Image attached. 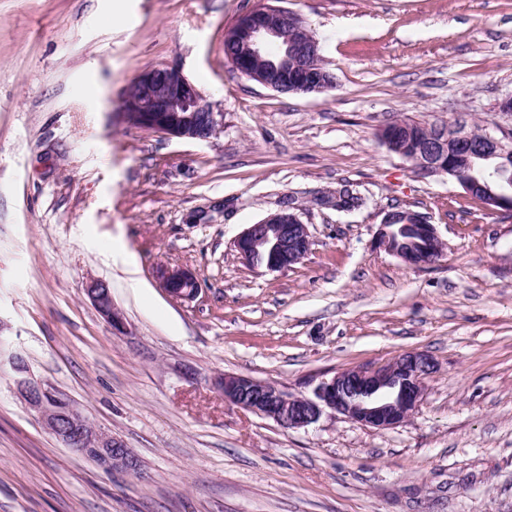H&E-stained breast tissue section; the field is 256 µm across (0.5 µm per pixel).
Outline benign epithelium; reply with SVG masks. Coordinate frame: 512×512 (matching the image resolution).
Instances as JSON below:
<instances>
[{
  "label": "benign epithelium",
  "instance_id": "7a95c632",
  "mask_svg": "<svg viewBox=\"0 0 512 512\" xmlns=\"http://www.w3.org/2000/svg\"><path fill=\"white\" fill-rule=\"evenodd\" d=\"M303 28L295 12L267 5L240 15L225 32L224 40L237 48L228 57L232 67L257 83L281 93L308 94L333 87L332 74L312 68L320 57L319 41L285 37L287 31ZM142 99L139 127L166 138L206 142L224 125V113L208 102L200 89L175 65H159L142 71L133 81ZM384 144L403 152L412 141L401 144L400 130L387 126L381 132ZM512 150V135L485 132L474 142L462 125L441 129V135L415 147L408 159L420 176L450 175L467 193L479 177L475 160L506 155ZM487 206L512 213V193L493 192ZM378 245L404 264L420 266L437 258L442 240L435 225L423 217L398 223L385 216L378 232ZM307 226L294 212L283 211L247 227L235 241L241 257L253 266L271 271L300 263L310 250ZM161 287L171 297L193 301L199 293L193 273L180 267L159 265ZM85 292L98 313L114 329L122 325L112 303L109 285L94 279ZM0 368L11 373L15 393L33 411L43 428L73 453L96 462L107 471L131 472L136 457L124 442L94 425L81 422L74 401L49 383L35 378L22 356L0 335ZM435 362L425 351L415 350L380 366H358L325 377L313 395L294 396L277 386L249 376L226 374L217 380L224 399L243 410L270 418L284 428L308 427L326 411L342 415L362 426L387 430L399 426L418 408L427 378Z\"/></svg>",
  "mask_w": 512,
  "mask_h": 512
}]
</instances>
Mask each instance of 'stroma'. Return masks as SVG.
Instances as JSON below:
<instances>
[{
    "label": "stroma",
    "instance_id": "stroma-1",
    "mask_svg": "<svg viewBox=\"0 0 512 512\" xmlns=\"http://www.w3.org/2000/svg\"><path fill=\"white\" fill-rule=\"evenodd\" d=\"M268 2L0 0V319L33 375L140 463L108 472L64 448L0 372V512H512V214L378 137L462 115L512 133V0H280L334 76L307 95L224 55L227 28ZM162 64L223 112L215 138L126 121L125 88ZM343 187L361 207L335 208ZM396 209L435 224V262L378 247ZM280 210L306 224L308 255L249 266L236 238ZM160 263L189 269L198 296L169 297ZM411 350L437 370L387 430L331 413L287 429L215 385L308 395ZM85 292L95 309L112 329L119 330L122 321L112 303V292L109 285L103 280H90L85 285Z\"/></svg>",
    "mask_w": 512,
    "mask_h": 512
}]
</instances>
